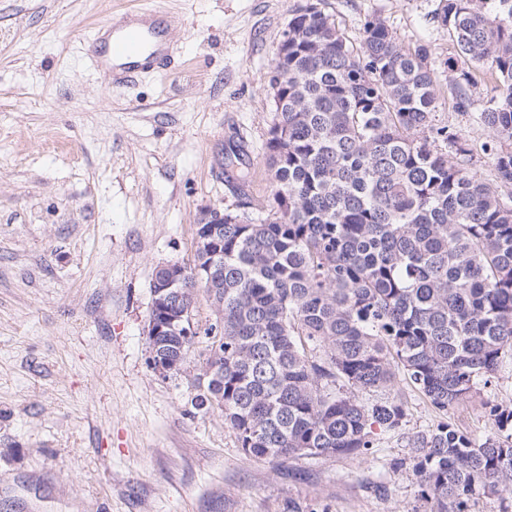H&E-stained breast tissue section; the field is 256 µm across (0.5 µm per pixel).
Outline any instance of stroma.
I'll return each instance as SVG.
<instances>
[{
	"instance_id": "stroma-1",
	"label": "stroma",
	"mask_w": 512,
	"mask_h": 512,
	"mask_svg": "<svg viewBox=\"0 0 512 512\" xmlns=\"http://www.w3.org/2000/svg\"><path fill=\"white\" fill-rule=\"evenodd\" d=\"M306 2L141 0L171 22L181 66L114 89L85 46L131 0H0V512H425L411 472L384 462L444 417L482 439L483 399L512 404L509 351L491 386L445 414L388 390L408 416L367 456L256 459L197 401L205 344L179 373L151 368L157 268L192 266L203 214L237 208L229 141L254 202L272 193L268 73ZM319 3L352 43L376 16L401 46L429 47L436 120L494 179L491 130L454 105L438 0Z\"/></svg>"
}]
</instances>
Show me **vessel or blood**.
Listing matches in <instances>:
<instances>
[{"label": "vessel or blood", "instance_id": "vessel-or-blood-1", "mask_svg": "<svg viewBox=\"0 0 512 512\" xmlns=\"http://www.w3.org/2000/svg\"><path fill=\"white\" fill-rule=\"evenodd\" d=\"M171 28L156 12L128 7L119 23L97 30L89 41L88 57L110 85L130 86L142 73L169 60Z\"/></svg>", "mask_w": 512, "mask_h": 512}]
</instances>
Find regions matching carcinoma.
<instances>
[{"mask_svg": "<svg viewBox=\"0 0 512 512\" xmlns=\"http://www.w3.org/2000/svg\"><path fill=\"white\" fill-rule=\"evenodd\" d=\"M435 18L461 60L448 61L455 108L477 110L494 132L483 152L496 179L468 167V144L435 124L427 46L404 48L378 17L355 45L310 2L282 32L268 80V215L224 212L210 225L221 247L197 242L168 290L180 331L148 337L150 353L177 373L207 340L200 404L247 455L361 457L407 408L359 393L400 377L445 414L491 385L512 350V0H439ZM474 65L497 94L473 98ZM199 288L215 316L204 327ZM190 324L200 333L188 338ZM484 406L493 431L482 441L444 420L390 462L411 470L430 512L512 494V407Z\"/></svg>", "mask_w": 512, "mask_h": 512, "instance_id": "1", "label": "carcinoma"}]
</instances>
